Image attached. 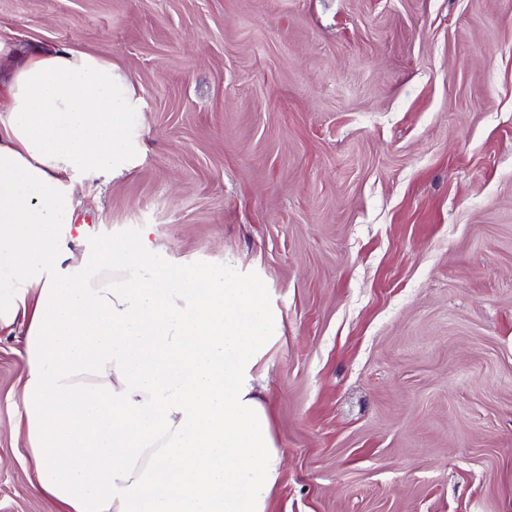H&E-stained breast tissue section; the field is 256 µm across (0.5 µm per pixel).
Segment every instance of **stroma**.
<instances>
[{
	"mask_svg": "<svg viewBox=\"0 0 512 512\" xmlns=\"http://www.w3.org/2000/svg\"><path fill=\"white\" fill-rule=\"evenodd\" d=\"M0 39L132 88L74 256L142 236L264 286L268 512H512V0H0ZM24 330H0V512H61Z\"/></svg>",
	"mask_w": 512,
	"mask_h": 512,
	"instance_id": "35a3bbf8",
	"label": "stroma"
}]
</instances>
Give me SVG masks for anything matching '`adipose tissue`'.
Wrapping results in <instances>:
<instances>
[{"instance_id":"1","label":"adipose tissue","mask_w":512,"mask_h":512,"mask_svg":"<svg viewBox=\"0 0 512 512\" xmlns=\"http://www.w3.org/2000/svg\"><path fill=\"white\" fill-rule=\"evenodd\" d=\"M0 328L28 320L21 379L40 488L65 512H267L281 456L256 367L276 317L257 284L158 269L104 239L71 261L79 177L111 174L128 89L68 49L0 40Z\"/></svg>"}]
</instances>
